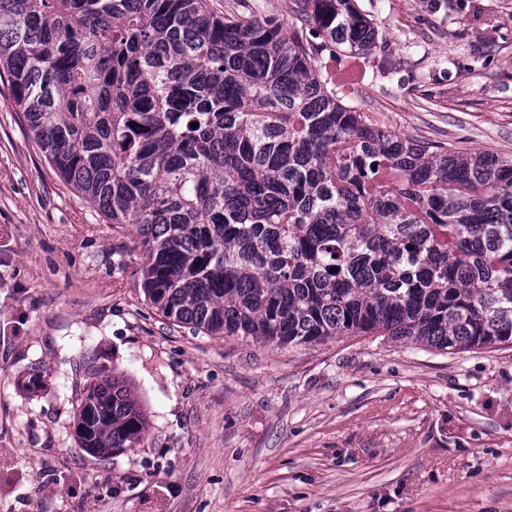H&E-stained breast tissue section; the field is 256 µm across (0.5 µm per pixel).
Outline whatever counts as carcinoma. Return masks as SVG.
Segmentation results:
<instances>
[{
    "instance_id": "1",
    "label": "carcinoma",
    "mask_w": 512,
    "mask_h": 512,
    "mask_svg": "<svg viewBox=\"0 0 512 512\" xmlns=\"http://www.w3.org/2000/svg\"><path fill=\"white\" fill-rule=\"evenodd\" d=\"M289 12L0 0V74L61 176L137 226L164 318L278 346L512 344V158L402 139L354 104L329 63L376 48L355 0ZM148 427L120 376L77 399L97 457Z\"/></svg>"
}]
</instances>
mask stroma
I'll return each instance as SVG.
<instances>
[{"instance_id": "stroma-1", "label": "stroma", "mask_w": 512, "mask_h": 512, "mask_svg": "<svg viewBox=\"0 0 512 512\" xmlns=\"http://www.w3.org/2000/svg\"><path fill=\"white\" fill-rule=\"evenodd\" d=\"M357 4L379 32L353 70L362 111L512 157V0ZM135 239L51 166L1 80L0 512H512V345L195 334L146 301ZM92 362L149 420L107 459L74 435Z\"/></svg>"}]
</instances>
